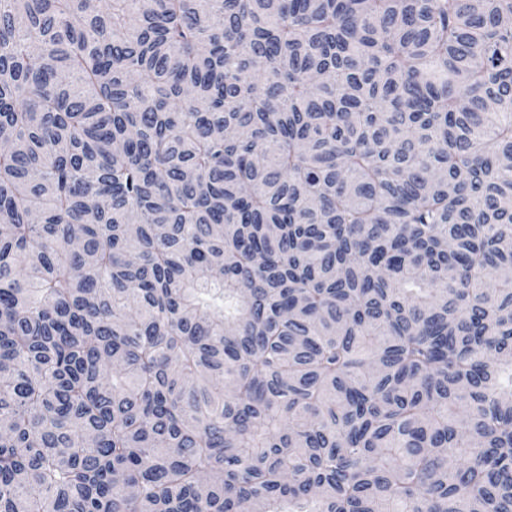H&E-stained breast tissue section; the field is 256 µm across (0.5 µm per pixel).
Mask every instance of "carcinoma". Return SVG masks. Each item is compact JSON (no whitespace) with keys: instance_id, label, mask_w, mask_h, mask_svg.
<instances>
[{"instance_id":"1","label":"carcinoma","mask_w":512,"mask_h":512,"mask_svg":"<svg viewBox=\"0 0 512 512\" xmlns=\"http://www.w3.org/2000/svg\"><path fill=\"white\" fill-rule=\"evenodd\" d=\"M0 512H512V0H0Z\"/></svg>"}]
</instances>
